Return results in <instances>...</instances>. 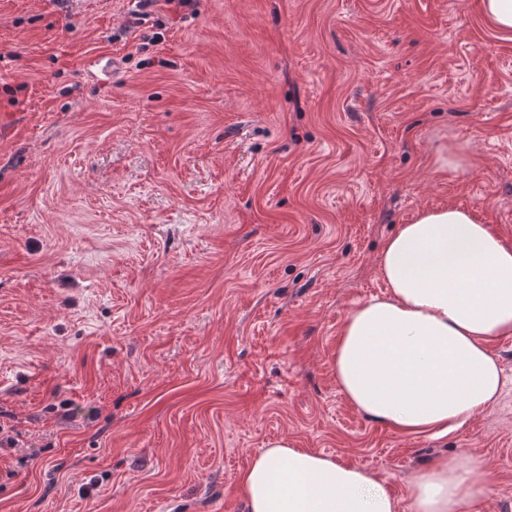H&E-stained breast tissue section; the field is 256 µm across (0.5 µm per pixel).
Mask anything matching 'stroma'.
Masks as SVG:
<instances>
[{
  "mask_svg": "<svg viewBox=\"0 0 512 512\" xmlns=\"http://www.w3.org/2000/svg\"><path fill=\"white\" fill-rule=\"evenodd\" d=\"M0 0V512H245L269 442L398 500L469 452L512 512L496 406L441 438L340 392L338 333L418 210L512 241V37L479 0ZM190 0H137L136 9L131 12L129 26L139 27L144 24L158 7L169 12L178 13L188 5Z\"/></svg>",
  "mask_w": 512,
  "mask_h": 512,
  "instance_id": "stroma-1",
  "label": "stroma"
}]
</instances>
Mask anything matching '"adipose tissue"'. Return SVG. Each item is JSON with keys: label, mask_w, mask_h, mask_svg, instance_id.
<instances>
[{"label": "adipose tissue", "mask_w": 512, "mask_h": 512, "mask_svg": "<svg viewBox=\"0 0 512 512\" xmlns=\"http://www.w3.org/2000/svg\"><path fill=\"white\" fill-rule=\"evenodd\" d=\"M382 295L353 308L332 362L345 400L409 436L442 437L502 393L487 343L512 336V243L468 208L417 211L378 257ZM476 456L444 457L417 474L408 512H463L487 492ZM246 512H398L369 469L274 441L239 478Z\"/></svg>", "instance_id": "obj_1"}]
</instances>
